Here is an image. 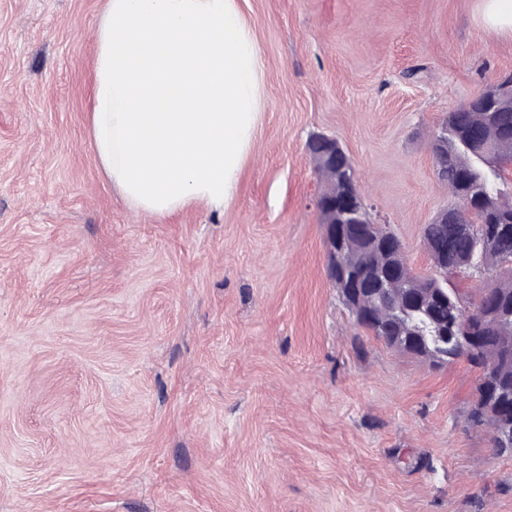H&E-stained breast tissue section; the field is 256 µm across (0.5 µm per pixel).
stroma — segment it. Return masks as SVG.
I'll return each instance as SVG.
<instances>
[{
  "mask_svg": "<svg viewBox=\"0 0 512 512\" xmlns=\"http://www.w3.org/2000/svg\"><path fill=\"white\" fill-rule=\"evenodd\" d=\"M266 110L234 199L133 213L88 137L106 0H0V512H512L478 372L360 328L308 140L430 275L428 143L512 73L478 0H239ZM317 145L321 148L318 151L316 150ZM308 153L314 163L315 170L325 184V189L318 202L320 212L322 209L329 211V219L324 222L321 221L325 231L327 270L333 276L332 280L336 288V286L338 287L336 276L339 280L346 282L349 278L354 279L357 274L354 259L356 252V247L353 243L354 237L351 236L347 239L344 237L337 240L340 227L345 226L349 229L354 226L340 225L341 223L338 222L339 214L349 204V201L347 203L336 201V209H332L327 196L333 193L334 197H336V192L340 188L336 184V174L339 181L348 184L353 178L356 181L355 170L346 153L337 148V142L334 139L322 141L317 138L313 140L308 147ZM325 175H331L332 180L326 181Z\"/></svg>",
  "mask_w": 512,
  "mask_h": 512,
  "instance_id": "obj_1",
  "label": "stroma"
}]
</instances>
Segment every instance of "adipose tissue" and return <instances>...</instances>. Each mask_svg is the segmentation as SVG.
Here are the masks:
<instances>
[{
	"instance_id": "adipose-tissue-1",
	"label": "adipose tissue",
	"mask_w": 512,
	"mask_h": 512,
	"mask_svg": "<svg viewBox=\"0 0 512 512\" xmlns=\"http://www.w3.org/2000/svg\"><path fill=\"white\" fill-rule=\"evenodd\" d=\"M263 76L238 0H107L89 136L131 211L224 209L265 110Z\"/></svg>"
}]
</instances>
